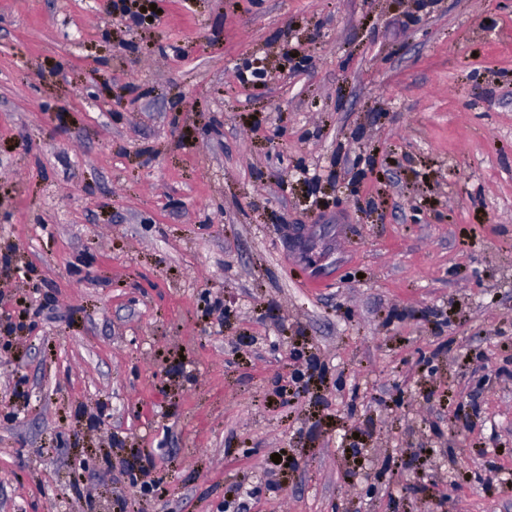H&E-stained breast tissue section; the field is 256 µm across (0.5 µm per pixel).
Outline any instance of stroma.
I'll list each match as a JSON object with an SVG mask.
<instances>
[{
	"label": "stroma",
	"instance_id": "obj_1",
	"mask_svg": "<svg viewBox=\"0 0 512 512\" xmlns=\"http://www.w3.org/2000/svg\"><path fill=\"white\" fill-rule=\"evenodd\" d=\"M1 253L0 512H512V0H0Z\"/></svg>",
	"mask_w": 512,
	"mask_h": 512
}]
</instances>
